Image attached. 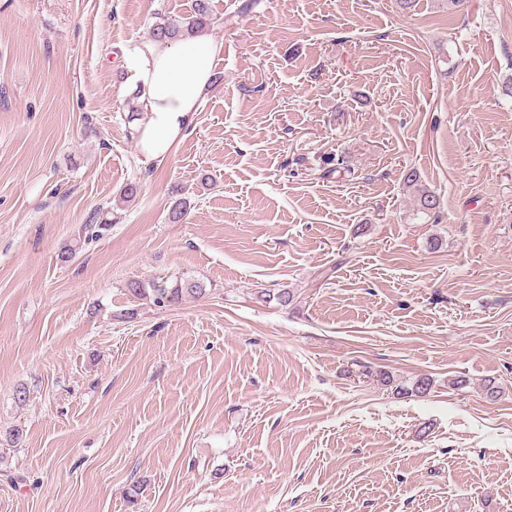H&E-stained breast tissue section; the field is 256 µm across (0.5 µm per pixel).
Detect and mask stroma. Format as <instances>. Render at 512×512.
Masks as SVG:
<instances>
[{
	"mask_svg": "<svg viewBox=\"0 0 512 512\" xmlns=\"http://www.w3.org/2000/svg\"><path fill=\"white\" fill-rule=\"evenodd\" d=\"M189 8L0 0V512H512V0H212L151 161L116 55ZM418 182L419 176L413 169H409L403 175L404 186L416 192V202L419 213L429 217L440 207V199L434 192L422 187ZM151 295L153 302L158 307H165L170 303L179 300L183 294H188L195 298L203 297L206 294L204 286L196 281H186L183 285L178 284L174 288H168L165 282L162 284L156 283L152 285Z\"/></svg>",
	"mask_w": 512,
	"mask_h": 512,
	"instance_id": "35a3bbf8",
	"label": "stroma"
}]
</instances>
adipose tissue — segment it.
Listing matches in <instances>:
<instances>
[{
    "instance_id": "adipose-tissue-1",
    "label": "adipose tissue",
    "mask_w": 512,
    "mask_h": 512,
    "mask_svg": "<svg viewBox=\"0 0 512 512\" xmlns=\"http://www.w3.org/2000/svg\"><path fill=\"white\" fill-rule=\"evenodd\" d=\"M222 46L200 33L173 42H127L120 65L144 114L135 128L142 153L165 160L213 84Z\"/></svg>"
}]
</instances>
